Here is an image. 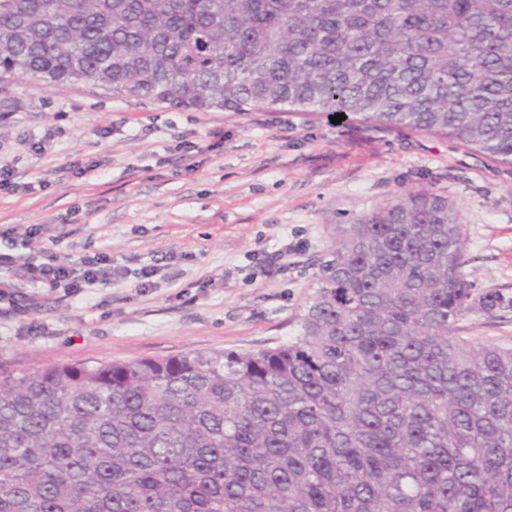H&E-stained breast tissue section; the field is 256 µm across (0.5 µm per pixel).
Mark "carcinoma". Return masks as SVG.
<instances>
[{"instance_id":"1","label":"carcinoma","mask_w":512,"mask_h":512,"mask_svg":"<svg viewBox=\"0 0 512 512\" xmlns=\"http://www.w3.org/2000/svg\"><path fill=\"white\" fill-rule=\"evenodd\" d=\"M0 73L341 113L512 167V0H0ZM448 197L340 229L288 340L0 368V512H512V346ZM458 326V334L475 346L489 342L512 345V310L499 312L492 318L470 314L464 317Z\"/></svg>"}]
</instances>
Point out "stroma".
<instances>
[{
    "mask_svg": "<svg viewBox=\"0 0 512 512\" xmlns=\"http://www.w3.org/2000/svg\"><path fill=\"white\" fill-rule=\"evenodd\" d=\"M45 135L40 156L31 144ZM0 158L13 165L0 189V365L13 369L273 346L296 330L338 228L411 188L447 195L468 271L512 296V167L453 140L7 76ZM97 252L110 284L49 289L24 271ZM459 333L510 346L512 310L468 315Z\"/></svg>",
    "mask_w": 512,
    "mask_h": 512,
    "instance_id": "stroma-1",
    "label": "stroma"
}]
</instances>
